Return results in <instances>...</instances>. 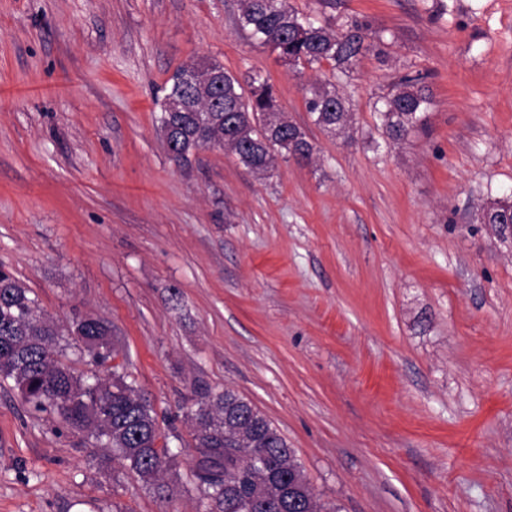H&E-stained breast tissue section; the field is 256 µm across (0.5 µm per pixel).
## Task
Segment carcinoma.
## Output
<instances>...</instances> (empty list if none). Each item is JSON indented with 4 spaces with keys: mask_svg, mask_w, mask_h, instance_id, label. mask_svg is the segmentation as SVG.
Segmentation results:
<instances>
[{
    "mask_svg": "<svg viewBox=\"0 0 512 512\" xmlns=\"http://www.w3.org/2000/svg\"><path fill=\"white\" fill-rule=\"evenodd\" d=\"M239 23L258 44L297 68L315 70L327 63L345 74L371 50L363 25L337 32L328 23L299 16L284 0H242ZM211 67L220 73L212 92L218 112L185 81L196 66L183 67L172 77L166 98H180L188 106L185 112L165 111L161 117L166 148L175 161L184 162L208 145L231 151L259 173L273 167L278 149L299 162L311 160L314 145L301 127L281 115L278 127L270 126L268 113L281 112L270 84L253 80L244 85L219 64ZM382 103L380 119L390 142L401 143L427 129L431 99L422 77H400ZM305 108L313 124L327 133L350 129V108L334 89L312 86ZM478 222L501 232L512 230V202L498 200L480 208ZM32 294L25 283L0 270V381H12L30 411L89 431L96 447L112 452L163 495L168 486L160 475L174 456L148 400L122 374L114 371L94 385L58 358V339L67 335L91 364L106 365L117 356L111 326L84 316L62 328L40 315ZM197 394L191 415L199 453L196 468L204 472L198 479L205 512H321L307 493L308 481L294 450L265 416L230 389L214 393L199 388ZM293 483L298 484L296 496L285 494L283 506L263 508L267 486L286 490Z\"/></svg>",
    "mask_w": 512,
    "mask_h": 512,
    "instance_id": "obj_1",
    "label": "carcinoma"
}]
</instances>
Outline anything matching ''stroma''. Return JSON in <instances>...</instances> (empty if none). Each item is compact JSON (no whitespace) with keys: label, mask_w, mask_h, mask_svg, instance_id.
Listing matches in <instances>:
<instances>
[{"label":"stroma","mask_w":512,"mask_h":512,"mask_svg":"<svg viewBox=\"0 0 512 512\" xmlns=\"http://www.w3.org/2000/svg\"><path fill=\"white\" fill-rule=\"evenodd\" d=\"M373 51L296 71L240 0H0V265L42 314L112 328L121 374L176 459L169 498L0 386V512H204L194 385L237 391L337 512H512V0H285ZM199 60L272 85L314 145L258 174L166 152L173 74ZM421 74L429 129L386 144L373 110ZM347 99L351 137L304 96ZM305 108L313 124L322 131L336 135L350 129V108L335 88L312 86L310 97L305 98ZM480 224H491L500 232L505 229L512 231V202L498 200L480 208L478 215Z\"/></svg>","instance_id":"35a3bbf8"}]
</instances>
